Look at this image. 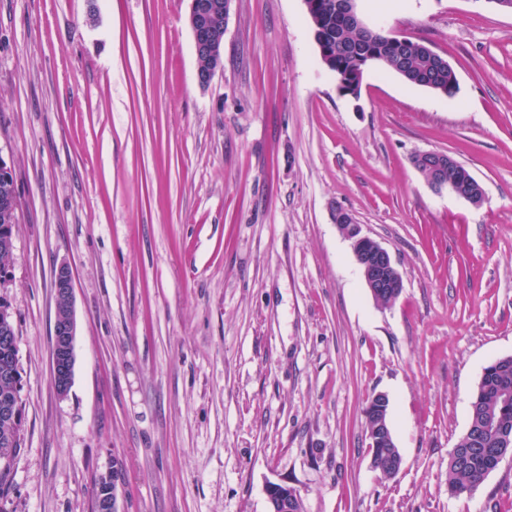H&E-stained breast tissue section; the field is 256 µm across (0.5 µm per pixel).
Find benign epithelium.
I'll return each mask as SVG.
<instances>
[{
  "instance_id": "1",
  "label": "benign epithelium",
  "mask_w": 512,
  "mask_h": 512,
  "mask_svg": "<svg viewBox=\"0 0 512 512\" xmlns=\"http://www.w3.org/2000/svg\"><path fill=\"white\" fill-rule=\"evenodd\" d=\"M233 0L224 5L211 4L206 0H190L189 24L193 34L196 55L218 56L224 49V32L211 23L214 11L222 8L229 14ZM414 168L423 176L435 192L447 190L456 196L474 202V196L483 193L480 183L454 157L440 151L418 152L411 157ZM334 220L340 230L352 241L355 260L365 284L374 297L381 294L395 301L402 292V279L390 253L379 242L361 234L360 225L352 214L338 208ZM55 296V321L51 336L52 379L58 394L68 392L75 364V319L73 313V283L68 268H59L53 282ZM394 437L389 420L381 423V429L369 434V447L381 444L392 446ZM122 482V471L112 468L111 497L106 501H94V512H120L117 488ZM269 512H295L302 498L294 487L271 482L266 486Z\"/></svg>"
}]
</instances>
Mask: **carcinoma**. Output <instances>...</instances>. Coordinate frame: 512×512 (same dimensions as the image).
Returning <instances> with one entry per match:
<instances>
[{
    "mask_svg": "<svg viewBox=\"0 0 512 512\" xmlns=\"http://www.w3.org/2000/svg\"><path fill=\"white\" fill-rule=\"evenodd\" d=\"M307 13L318 43L322 63L335 74L336 79L349 84L352 81L354 56L366 49L380 57L379 65L400 73L409 72L407 82L452 97L457 91V77L439 66L436 61L419 53L421 43L403 44L382 29L370 31L344 22L339 0H306ZM13 203L18 209L14 178H0V272L5 270V259L13 246L15 219H4V206ZM21 373L16 342L0 339V453L11 452L16 459L21 450L22 421H14L4 408L22 406ZM494 420L512 435V356L497 359L485 367L471 402L470 423L459 439L448 461V486L454 493L470 491L480 485L492 472L491 462L503 454L512 455V446L502 447L498 433L486 429L488 420ZM375 468L391 473V462L400 455L397 448L371 449Z\"/></svg>",
    "mask_w": 512,
    "mask_h": 512,
    "instance_id": "1",
    "label": "carcinoma"
}]
</instances>
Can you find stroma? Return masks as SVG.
<instances>
[{"mask_svg": "<svg viewBox=\"0 0 512 512\" xmlns=\"http://www.w3.org/2000/svg\"><path fill=\"white\" fill-rule=\"evenodd\" d=\"M372 29L454 68L445 97L373 65L358 96L320 61L304 0H233L197 81L189 0H0V158L18 195L5 266L22 452L0 512H512V457L473 491L448 459L484 367L512 356V12L357 0ZM482 185L433 191L413 154ZM348 210L403 290L376 304ZM74 286L71 387L51 378L53 281ZM402 456L372 468L376 394ZM411 163L435 192L447 190L471 203H475L473 196L483 193L480 183L447 153L418 152L411 157ZM448 173L452 174V178L448 179ZM265 492L269 504V512L301 511L293 510L302 503L300 493L294 487L284 483L271 482L266 486Z\"/></svg>", "mask_w": 512, "mask_h": 512, "instance_id": "stroma-1", "label": "stroma"}]
</instances>
